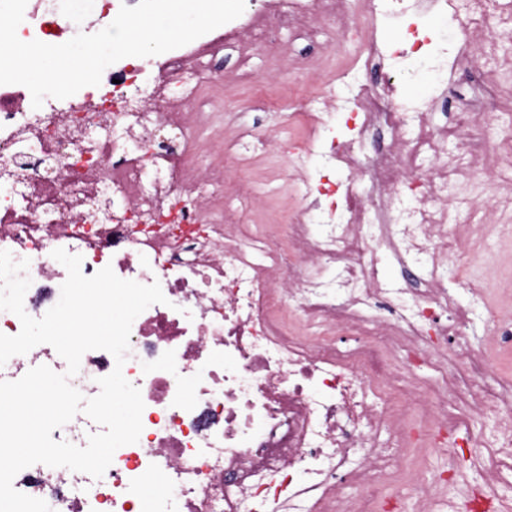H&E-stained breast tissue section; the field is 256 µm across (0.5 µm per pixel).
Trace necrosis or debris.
I'll return each mask as SVG.
<instances>
[{
  "label": "necrosis or debris",
  "mask_w": 512,
  "mask_h": 512,
  "mask_svg": "<svg viewBox=\"0 0 512 512\" xmlns=\"http://www.w3.org/2000/svg\"><path fill=\"white\" fill-rule=\"evenodd\" d=\"M500 6L277 0L264 11L246 5L226 23L225 39L247 37L240 55L263 51L276 71L285 57L270 36L276 28L312 37L324 23L354 47L347 54L326 42L301 67L302 80L319 75L324 89L304 102L288 175L274 166L265 175L271 196L297 194L272 212L254 205L253 159L241 151L245 131L222 109L225 82L205 62L209 36L149 66L119 60L114 84L46 98L34 112L14 107L23 86L0 85V250L29 262L26 312L38 319L54 306L50 292L67 278L52 256L58 248L81 256L84 275L109 266L125 280L159 282L166 298L134 320L120 367L145 404L138 442L118 448L101 478L34 465L15 488L52 512H390L380 490L396 483L415 512H436L438 485L414 484L400 454L413 451L420 428L443 445L465 427V416L448 410L459 396L496 414L500 452L483 476L485 494L495 496L512 455V386H482L493 366L465 345L473 312L443 283L488 261L491 238L500 262H512V228L495 216L512 190L483 180L512 152L491 147V113L465 107L450 124L431 123L447 83L433 98L409 101L369 76L407 72L429 40L416 18L465 10L477 25ZM384 21L406 23L407 44H380ZM496 38L482 34L478 51L461 59L497 101ZM349 70L361 73L345 90L351 137L327 157L346 178L331 185L306 163L329 126L330 88ZM422 156L430 160L424 171ZM480 202L490 213L476 230L451 224L452 211ZM380 246L403 264L428 256L433 278L386 288L372 266ZM330 269L340 272V288L323 286ZM340 335L355 346H338ZM433 337L463 352L428 383L396 354L422 357ZM39 365L67 370L40 344L11 357L0 380ZM114 368L110 353L92 350L69 382L90 398ZM382 431L396 448L379 447Z\"/></svg>",
  "instance_id": "4bbe7bcc"
}]
</instances>
